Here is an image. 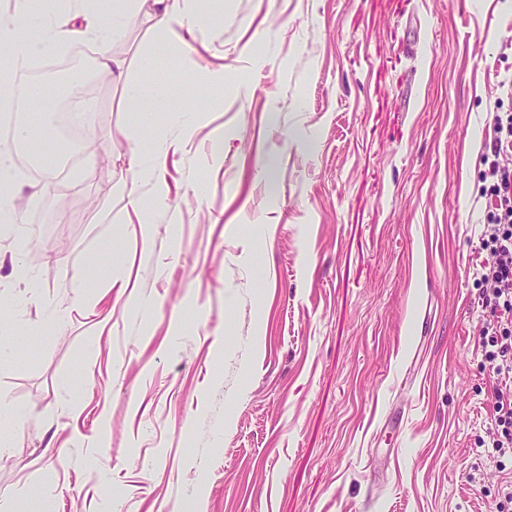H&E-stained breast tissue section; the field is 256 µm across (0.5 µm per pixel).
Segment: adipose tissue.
<instances>
[{
  "instance_id": "1",
  "label": "adipose tissue",
  "mask_w": 512,
  "mask_h": 512,
  "mask_svg": "<svg viewBox=\"0 0 512 512\" xmlns=\"http://www.w3.org/2000/svg\"><path fill=\"white\" fill-rule=\"evenodd\" d=\"M141 13L149 19L155 41L141 60L139 78L130 81L124 61L114 57L110 44L117 27ZM213 22L200 0H112L106 14L101 13L97 0H76L62 16L57 15L53 0H18L14 13L0 15V49L19 46L28 56L50 54L67 46L75 34H82L97 45L96 73L125 84L138 121H146L157 112H176L181 126L187 128L196 119L195 110L176 101L172 85L158 77L157 52L167 49L188 54L184 30L191 26L208 28Z\"/></svg>"
}]
</instances>
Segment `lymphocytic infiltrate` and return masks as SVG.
<instances>
[{
	"instance_id": "1",
	"label": "lymphocytic infiltrate",
	"mask_w": 512,
	"mask_h": 512,
	"mask_svg": "<svg viewBox=\"0 0 512 512\" xmlns=\"http://www.w3.org/2000/svg\"><path fill=\"white\" fill-rule=\"evenodd\" d=\"M494 133L495 158L486 175L496 206L488 213L482 233L487 257L479 273L489 286L485 306L494 317L491 331L482 340L484 357L498 381L491 447L503 456L512 454V167L500 164L497 157L512 154L511 112L496 116Z\"/></svg>"
}]
</instances>
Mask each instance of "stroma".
<instances>
[{"mask_svg":"<svg viewBox=\"0 0 512 512\" xmlns=\"http://www.w3.org/2000/svg\"><path fill=\"white\" fill-rule=\"evenodd\" d=\"M216 23L185 38L224 81L190 84L163 180L173 113L140 130L107 79L91 165L14 178L0 512H495L478 271L512 0H222ZM152 42L137 18L112 52L135 78ZM65 79L22 123L54 136Z\"/></svg>","mask_w":512,"mask_h":512,"instance_id":"stroma-1","label":"stroma"}]
</instances>
